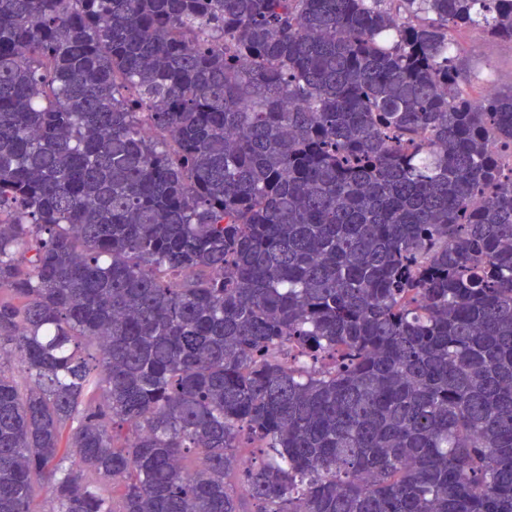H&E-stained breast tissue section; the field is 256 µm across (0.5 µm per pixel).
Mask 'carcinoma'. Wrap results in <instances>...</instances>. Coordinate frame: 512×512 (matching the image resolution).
<instances>
[{
    "instance_id": "1",
    "label": "carcinoma",
    "mask_w": 512,
    "mask_h": 512,
    "mask_svg": "<svg viewBox=\"0 0 512 512\" xmlns=\"http://www.w3.org/2000/svg\"><path fill=\"white\" fill-rule=\"evenodd\" d=\"M512 0H0V512H512ZM477 38V46L470 48L468 44ZM464 49L469 59L470 68L477 76L474 81L476 91L485 87L488 82L493 88L510 90L512 88V43L503 42L482 36L479 33L463 35ZM473 41V42H472Z\"/></svg>"
}]
</instances>
